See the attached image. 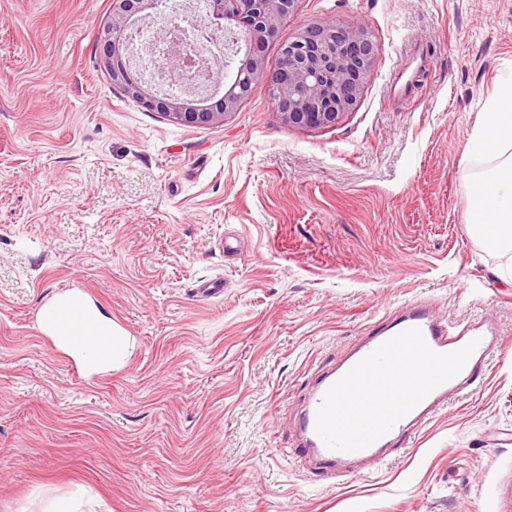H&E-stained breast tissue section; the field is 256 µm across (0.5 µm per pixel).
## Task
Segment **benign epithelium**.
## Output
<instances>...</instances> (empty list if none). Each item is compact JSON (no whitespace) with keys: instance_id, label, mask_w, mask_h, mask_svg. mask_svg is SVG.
<instances>
[{"instance_id":"benign-epithelium-1","label":"benign epithelium","mask_w":512,"mask_h":512,"mask_svg":"<svg viewBox=\"0 0 512 512\" xmlns=\"http://www.w3.org/2000/svg\"><path fill=\"white\" fill-rule=\"evenodd\" d=\"M298 0H210L208 22L202 29L188 30V6L178 0H112L111 26L104 36V65L112 82L121 85L132 99L151 111L185 126L201 127L223 122L251 92L266 80L282 121L290 127H332L353 110L376 56V45L363 27L352 28L336 21L304 27L281 47V73L266 71L263 48L275 37L294 11ZM156 19L159 33H176L170 44L168 65L177 70L202 59L198 38L224 37L237 45L247 40L246 55L235 76L223 83V67H208L207 83L192 86L182 97L160 93L132 72L128 33L136 21Z\"/></svg>"}]
</instances>
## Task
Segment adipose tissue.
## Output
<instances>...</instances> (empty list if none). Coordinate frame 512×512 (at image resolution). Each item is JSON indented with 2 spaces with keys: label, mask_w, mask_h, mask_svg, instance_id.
Wrapping results in <instances>:
<instances>
[{
  "label": "adipose tissue",
  "mask_w": 512,
  "mask_h": 512,
  "mask_svg": "<svg viewBox=\"0 0 512 512\" xmlns=\"http://www.w3.org/2000/svg\"><path fill=\"white\" fill-rule=\"evenodd\" d=\"M478 156L497 159L498 164L477 178L464 222L487 251L507 258L500 275L512 279V74L496 80L486 110L468 138L464 159Z\"/></svg>",
  "instance_id": "ef3b65f1"
}]
</instances>
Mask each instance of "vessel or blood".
Masks as SVG:
<instances>
[{
	"instance_id": "obj_1",
	"label": "vessel or blood",
	"mask_w": 512,
	"mask_h": 512,
	"mask_svg": "<svg viewBox=\"0 0 512 512\" xmlns=\"http://www.w3.org/2000/svg\"><path fill=\"white\" fill-rule=\"evenodd\" d=\"M40 324L61 344L71 366L111 367L112 339L99 334L81 292L69 290L57 298L41 313ZM500 341L499 333L478 321L450 326L423 303L407 306L309 393L295 420L302 454L314 455L316 471L338 480L346 475L341 462L383 459L445 406L450 391L474 386ZM416 353L426 369L400 399L374 388V381L390 377L399 362ZM452 355L459 362L451 372Z\"/></svg>"
}]
</instances>
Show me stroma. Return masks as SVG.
<instances>
[{"mask_svg": "<svg viewBox=\"0 0 512 512\" xmlns=\"http://www.w3.org/2000/svg\"><path fill=\"white\" fill-rule=\"evenodd\" d=\"M111 11L0 0V512H512V283L463 222L495 162L462 159L512 73V0H299L267 71L313 22L378 47L324 129L284 124L263 81L221 124L146 110L102 63ZM72 287L129 342L98 382L33 321ZM422 299L497 325L483 382L380 464L316 476L309 390Z\"/></svg>", "mask_w": 512, "mask_h": 512, "instance_id": "35a3bbf8", "label": "stroma"}]
</instances>
